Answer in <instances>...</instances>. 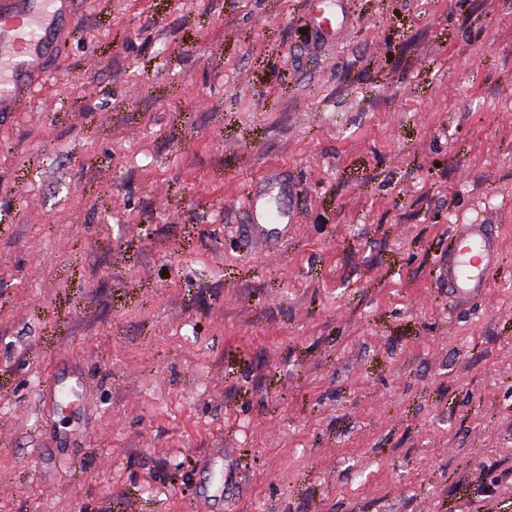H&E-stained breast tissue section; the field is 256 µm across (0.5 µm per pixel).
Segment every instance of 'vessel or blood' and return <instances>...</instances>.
I'll return each instance as SVG.
<instances>
[{
	"label": "vessel or blood",
	"instance_id": "1",
	"mask_svg": "<svg viewBox=\"0 0 512 512\" xmlns=\"http://www.w3.org/2000/svg\"><path fill=\"white\" fill-rule=\"evenodd\" d=\"M308 15L329 43L351 24L342 0H311ZM76 20L77 0H0V113L21 111L43 92ZM292 196L288 183L273 177L247 190L244 231L256 251L270 253L294 232L298 217ZM498 256L491 225H455L436 277L456 299L468 300L488 287Z\"/></svg>",
	"mask_w": 512,
	"mask_h": 512
}]
</instances>
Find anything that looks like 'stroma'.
<instances>
[{
    "label": "stroma",
    "instance_id": "obj_1",
    "mask_svg": "<svg viewBox=\"0 0 512 512\" xmlns=\"http://www.w3.org/2000/svg\"><path fill=\"white\" fill-rule=\"evenodd\" d=\"M345 8L95 0L0 114V512H512V0ZM458 224L501 243L465 304ZM307 11L327 43L339 40L350 27L351 17L344 10L342 0H313ZM292 196L288 182L273 177L259 179L247 190L244 231L257 252L270 253L295 231L298 217ZM273 201L275 208L270 206ZM498 256L499 243L491 225H455L448 254L437 263L436 277L456 299L467 301L488 288Z\"/></svg>",
    "mask_w": 512,
    "mask_h": 512
}]
</instances>
